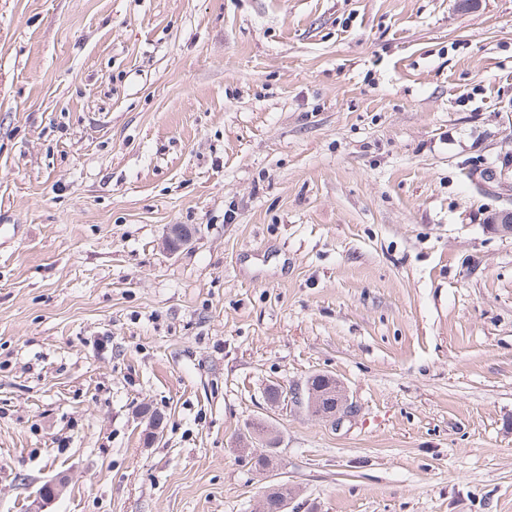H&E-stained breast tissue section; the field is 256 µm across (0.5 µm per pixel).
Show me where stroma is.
I'll return each mask as SVG.
<instances>
[{
	"instance_id": "35a3bbf8",
	"label": "stroma",
	"mask_w": 512,
	"mask_h": 512,
	"mask_svg": "<svg viewBox=\"0 0 512 512\" xmlns=\"http://www.w3.org/2000/svg\"><path fill=\"white\" fill-rule=\"evenodd\" d=\"M511 156L512 0H0V512H512ZM336 384V378L325 374L313 375L309 377V379L306 382L305 389L308 390L312 389L314 391H317V389H320L323 386H331L336 388V390L333 391L332 393L333 408L327 411H323L322 409L319 408L317 404H319V401L321 399H319V397L315 394L309 396V399L307 400L305 394H302L299 391L292 392L290 393V395H288L285 402L287 404L294 403L303 406L308 404V410L312 416L317 417L319 419L329 420L338 423L339 421L348 416L347 414L351 412L352 408H350L349 406L348 399L344 389L341 387V385H338V387H336ZM50 488L49 494L44 490L37 491L34 495L30 512H44V507L55 498H58L66 488V481L63 477L55 478L46 484Z\"/></svg>"
}]
</instances>
